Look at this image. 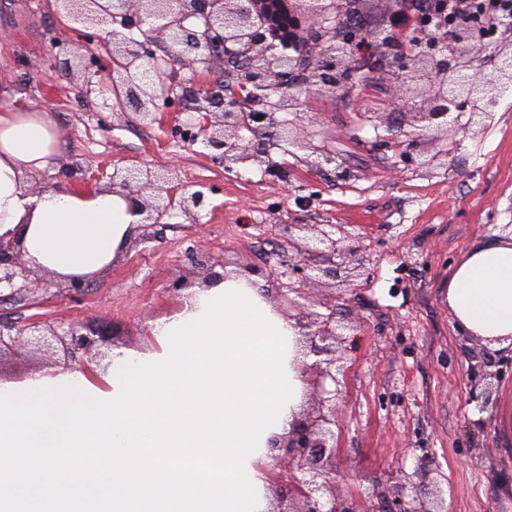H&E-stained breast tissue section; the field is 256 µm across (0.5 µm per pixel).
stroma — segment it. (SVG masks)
<instances>
[{"instance_id": "1", "label": "stroma", "mask_w": 512, "mask_h": 512, "mask_svg": "<svg viewBox=\"0 0 512 512\" xmlns=\"http://www.w3.org/2000/svg\"><path fill=\"white\" fill-rule=\"evenodd\" d=\"M65 24L53 0H0V106L50 112L63 134L57 164L36 185L74 186L116 161L173 162L184 191L204 190L206 203L197 221L177 213L138 228L83 291L49 279L32 304L0 302V319L95 322L105 334L104 369L112 350H146L151 323L225 273L287 287V265L299 258L289 225H360L369 278L304 291L312 299L345 298L359 325L342 379L349 413L336 450L337 492L374 505V485L426 455L448 478V512H512V433L499 428L495 409L479 410L475 379L480 357L493 359L497 396L512 398V351L463 333L444 296L449 272L470 246L512 225V97L484 129L449 131L453 164L426 169L418 155L375 147L379 119L394 115L389 82L371 86L361 102L306 92L275 114L304 149H271L279 174L258 165L233 174L184 134L195 118L193 88L202 77L216 81V72L175 68L178 103L168 131L141 125L98 87L97 76H49L48 64L74 41ZM86 81L92 94L81 89ZM326 155L335 163L322 164ZM68 367L63 356L23 348L0 362V380Z\"/></svg>"}]
</instances>
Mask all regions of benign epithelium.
<instances>
[{"instance_id": "benign-epithelium-1", "label": "benign epithelium", "mask_w": 512, "mask_h": 512, "mask_svg": "<svg viewBox=\"0 0 512 512\" xmlns=\"http://www.w3.org/2000/svg\"><path fill=\"white\" fill-rule=\"evenodd\" d=\"M284 4L295 36L281 43L265 35L258 12L266 0H55L57 13L85 28L109 27L105 35H93L96 48L80 40L73 57L84 70L101 73V85L119 102L127 101L135 108L139 120L151 124L160 111L159 103L174 93L172 68L174 61L191 68L204 59L241 64L237 87L242 94L224 95V85H200L196 101L198 132L192 143L200 142L219 152L224 170L247 163H266L264 149L244 143L242 129L261 127L272 120L270 112H242L241 99L253 100L260 89L292 93L288 106L298 100L296 70L302 58L296 54L304 42L317 66L309 67L308 82L319 91L336 89L335 72L350 69L349 51L367 42L382 50L381 61L393 75L395 95L401 102L400 123L386 125L387 135L377 141L384 150L413 149L419 141L437 145L442 134L467 117L464 127H483L492 109L501 99L512 94V41L504 40L493 54V71L486 75L470 65V57L483 45V35L470 27L456 29L448 39L447 29L419 32L417 44L410 47L396 43L385 32L360 34L336 21L335 14L362 12L367 0H278ZM138 29L140 36L124 34ZM163 41L168 58L156 57L152 45ZM446 44L448 55L437 58L417 56L422 44ZM219 104L223 111L212 113ZM277 141L284 152L302 147L292 135L288 123L279 125ZM178 166L133 164L112 165V172H101L97 180H106L104 190L118 193L132 201L141 224H157L174 208L188 218L198 216L204 204V193L195 191L176 199ZM302 233L300 253L324 257L327 265L296 264L291 273L299 283L311 284L322 278L344 277L351 281L369 275L360 236L342 231L336 238L317 224H290L288 232ZM44 287L41 274L23 259L20 241L0 238V301L25 302ZM326 315L306 311L288 312L301 330L304 356L310 363L299 364L300 377L312 395L311 407L302 410L288 434L270 448L277 472L272 493L279 508L275 512H448L440 474L431 460L421 458L413 472L398 470L396 481L383 493L375 509L362 508L353 498L336 494V434L346 420L347 407L336 377V346L344 351L355 348L357 337L344 331L356 327L336 316V305L327 306ZM104 332L80 322L61 329L33 320L23 326L0 322V360L11 355L19 345H30L43 351L60 348L64 356L75 360L90 355ZM490 361L480 363L484 386L480 408L496 403L497 373L489 370Z\"/></svg>"}]
</instances>
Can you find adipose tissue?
Returning <instances> with one entry per match:
<instances>
[{
	"instance_id": "1",
	"label": "adipose tissue",
	"mask_w": 512,
	"mask_h": 512,
	"mask_svg": "<svg viewBox=\"0 0 512 512\" xmlns=\"http://www.w3.org/2000/svg\"><path fill=\"white\" fill-rule=\"evenodd\" d=\"M61 139L49 113L0 110V236L20 239L31 268L86 281L126 248L140 217L116 193L31 190L29 178L56 162ZM445 298L462 331L512 349V237L470 247L448 278Z\"/></svg>"
}]
</instances>
